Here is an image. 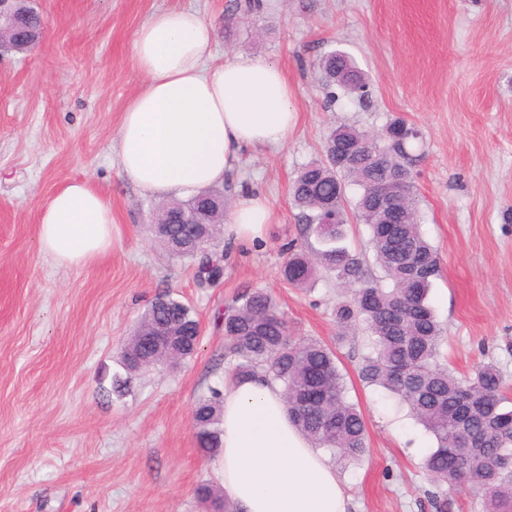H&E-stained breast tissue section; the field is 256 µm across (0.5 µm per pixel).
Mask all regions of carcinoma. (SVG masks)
I'll return each mask as SVG.
<instances>
[{"mask_svg":"<svg viewBox=\"0 0 512 512\" xmlns=\"http://www.w3.org/2000/svg\"><path fill=\"white\" fill-rule=\"evenodd\" d=\"M40 26L39 15H31L14 34L16 48L26 49L31 33ZM316 66L326 85H335L362 102L368 99L365 75L346 52L335 50L317 60ZM338 70L349 72L350 80L336 83ZM367 137L363 131L340 126L328 136L324 158L297 172L290 193L299 209L298 222L321 248L312 255L302 249L291 251L281 266V278L294 288H305L313 282L318 267L336 273L351 290L334 310L339 335L357 327L366 333L369 352L359 368L362 381L385 389L405 404L434 437L436 446L423 463L427 475L453 489H469L485 501L487 512H512V408L503 407L507 397L502 375L488 363L473 375L460 377L440 362L442 331L428 302L432 280L439 274V258L417 222L412 170L414 146L420 137H409L393 149L381 136L376 142L385 162L355 150L348 163L336 165L335 141ZM394 172L405 174L410 223L394 225L386 236L376 223L375 192ZM351 186L359 190L354 217L369 228L386 286L368 273L361 255L336 246L344 225L323 223L325 204L336 202L346 209ZM225 216L224 193L215 188L202 189L157 211L155 222L167 224L157 240L171 256L194 262L201 287L219 274L224 255L186 247L182 239L191 233L189 222L193 221L207 225L208 240H214ZM221 316L225 356L234 360L233 375L248 377L260 372L278 382L294 425L339 463L346 465L365 455V418L347 397L332 348L315 338L291 336L275 297L263 288L243 290ZM164 322L182 332L167 349V365L176 366L198 349L194 337L199 320L184 302L169 296L161 307H147L129 339ZM121 358L130 375L161 362L154 350L134 363L126 345ZM221 402L222 392L213 389L194 407L195 437L207 452L220 446ZM198 495L217 512H232L230 503L213 486L201 485Z\"/></svg>","mask_w":512,"mask_h":512,"instance_id":"obj_1","label":"carcinoma"}]
</instances>
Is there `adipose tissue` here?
I'll use <instances>...</instances> for the list:
<instances>
[{"label": "adipose tissue", "mask_w": 512, "mask_h": 512, "mask_svg": "<svg viewBox=\"0 0 512 512\" xmlns=\"http://www.w3.org/2000/svg\"><path fill=\"white\" fill-rule=\"evenodd\" d=\"M214 40L197 11L168 8L136 32L132 58L144 85L118 130L122 175L142 192L185 199L223 183L243 148L284 143L298 122L280 66L232 56L204 67ZM259 196L240 198L231 228L260 237L271 220ZM119 236L109 200L71 181L39 217L37 246L61 265L82 267ZM221 424L224 496L234 512H348L336 467L295 428L279 385L255 375L224 382Z\"/></svg>", "instance_id": "ef3b65f1"}]
</instances>
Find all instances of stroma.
Listing matches in <instances>:
<instances>
[{"label":"stroma","mask_w":512,"mask_h":512,"mask_svg":"<svg viewBox=\"0 0 512 512\" xmlns=\"http://www.w3.org/2000/svg\"><path fill=\"white\" fill-rule=\"evenodd\" d=\"M38 0L39 45L0 53V512H209L198 485L220 486V458L191 427L196 403L223 383L225 304L247 288L275 296L291 335L335 347L350 399L367 424L362 461L340 468L349 512H485L481 498L432 484V445L405 407L358 376L362 333L338 340L343 290L280 278L304 237L289 194L323 155L331 128L378 135L402 119L422 140L413 168L420 222L441 275L429 303L458 374L491 362L512 398V0ZM171 7L199 11L215 38L207 65L242 54L277 62L293 89L296 127L278 147L244 151L222 185L227 203L257 194L274 213L262 238L222 230L224 282L198 287L192 262L150 231L161 199L120 173L118 128L144 78L132 59L140 26ZM348 52L365 74V103L330 97L315 65ZM73 180L112 204L120 236L83 268L36 247L39 215ZM161 294L189 303L202 326L196 354L139 372L123 393L120 348Z\"/></svg>","instance_id":"stroma-1"}]
</instances>
